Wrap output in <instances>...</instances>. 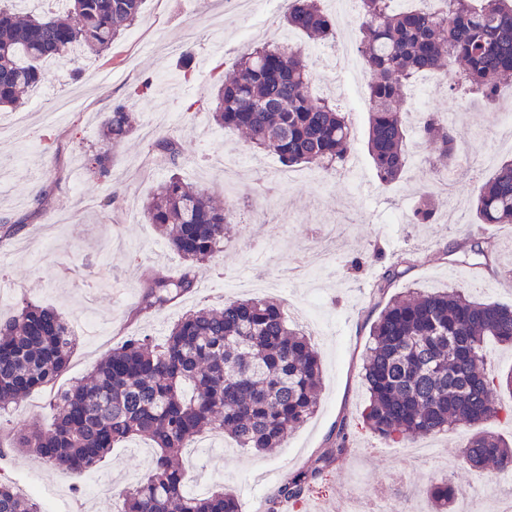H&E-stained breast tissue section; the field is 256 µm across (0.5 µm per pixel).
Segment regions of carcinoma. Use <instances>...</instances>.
Segmentation results:
<instances>
[{"label": "carcinoma", "mask_w": 512, "mask_h": 512, "mask_svg": "<svg viewBox=\"0 0 512 512\" xmlns=\"http://www.w3.org/2000/svg\"><path fill=\"white\" fill-rule=\"evenodd\" d=\"M145 0H65L57 10L19 8L0 0V107L16 108L45 79L42 63L78 46L102 56L139 19ZM439 8L401 9L395 0H358L357 45L368 75L371 103L367 150L378 181L397 182L414 160L400 105L424 71H455L448 95L497 101L493 80L512 75V0H438ZM287 27L328 40L335 21L321 0H288ZM313 65L300 48L253 49L224 77L213 99L221 127L243 132L255 152L278 157L286 168L307 165L327 174L345 162L351 131L345 115L311 92ZM135 129L127 102L112 105L101 124V145L87 158L106 178L112 149ZM419 137L435 145L424 158L434 174L456 158L458 137L427 110ZM143 216L183 258L177 275L156 272L143 287L136 315H148L193 290L195 265L224 248L236 210L219 206L201 185L172 175L142 205ZM437 200L421 197L412 224L436 217ZM479 224H512V159L483 185L474 202ZM363 379L369 392L363 420L390 445L470 429L464 464L481 477L512 467V444L480 425L512 422V372L486 368L492 344L512 347V308L473 298L464 288L418 289L391 298L370 327ZM75 338L56 309L23 299L0 320V413L34 390L54 386L67 371ZM321 385L318 353L309 335L292 327L281 305L259 297L227 298L217 308L182 316L156 344L133 336L112 349L90 377L59 393L53 423L14 431L9 448L81 476L98 468L116 446L147 437L155 452L147 476L124 491L117 512H239L222 488L205 496L184 486L183 457L208 429L241 448L270 452L315 413ZM340 428L316 466L289 479L269 500L296 499L305 485L347 450ZM436 512H454L455 489L443 477L429 488ZM0 512H42L39 503L0 474Z\"/></svg>", "instance_id": "cac0c4a2"}]
</instances>
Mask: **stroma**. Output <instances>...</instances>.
<instances>
[{"instance_id":"1","label":"stroma","mask_w":512,"mask_h":512,"mask_svg":"<svg viewBox=\"0 0 512 512\" xmlns=\"http://www.w3.org/2000/svg\"><path fill=\"white\" fill-rule=\"evenodd\" d=\"M284 0H268L263 11L225 10L224 0H146L134 33L107 56L75 51L65 63H44V82L23 112L29 131L19 142L0 135V318L29 298L61 311L70 324L92 315L95 331L79 336L59 387L89 374L101 358L127 337L162 341L184 313L220 306L230 295L229 277L266 280L263 298L281 304L289 323L310 335L323 364L317 411L272 454L236 449L220 432L192 444L185 465L186 486L210 491L221 485L237 497L241 512H267L287 480L312 466L339 426L349 434L348 450L305 488L301 512H330L337 499L375 492L399 498L405 512H431L423 489L434 478L454 476L461 489L481 492L483 483L461 463L465 429L430 436L427 455L409 457L377 438L362 421L368 402L363 360L369 327L390 297L410 288L426 292L470 285L485 300L512 305V224L478 227L468 208L482 184L503 160L512 159V128L496 125L480 102L460 104L436 85L426 99L412 98L404 118L416 129L415 114L463 111L471 133L454 165L457 209L464 222L436 219L428 224H391L390 213L410 212L423 186L416 167L393 185H381L365 148L369 110L348 113L351 154L357 177L323 175L302 180L272 195L276 156L254 155L234 193L237 222L212 262L196 266L197 286L169 306L136 315L141 285L153 271L177 272L182 260L139 208L172 173L153 152L146 128L183 146L187 162L180 174L224 197V175L214 161L227 151L249 154L241 133L217 126L211 117L214 85L230 71L246 47L277 41L306 47L305 38L282 23ZM151 87L136 89L143 80ZM127 101L136 114L132 136L112 153V172L102 181L84 171V159L99 141L101 120L112 104ZM337 226L338 257L318 272V310L289 288L287 268L304 264L307 244ZM492 238L494 254L482 257L471 246ZM408 259L387 292L377 284L396 256ZM363 258L360 271L346 262ZM54 418L52 396L36 390L11 408L14 426H47ZM150 440L139 438L115 449L95 471L80 479L22 453L0 458L4 472L43 512H114L119 496L150 465Z\"/></svg>"}]
</instances>
